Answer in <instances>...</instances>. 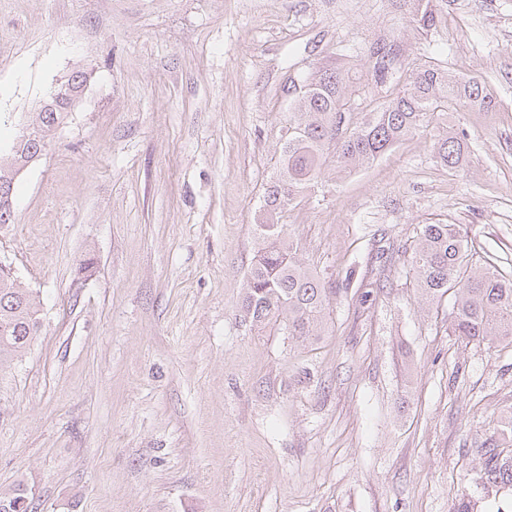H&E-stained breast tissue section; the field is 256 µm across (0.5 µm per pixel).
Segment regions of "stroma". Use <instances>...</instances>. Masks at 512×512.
I'll list each match as a JSON object with an SVG mask.
<instances>
[{"mask_svg": "<svg viewBox=\"0 0 512 512\" xmlns=\"http://www.w3.org/2000/svg\"><path fill=\"white\" fill-rule=\"evenodd\" d=\"M434 3L425 28L414 0H0V137L91 75L0 228L42 317L0 371V488L33 512H512V487L474 481L512 419V347L452 336L451 300L421 301L407 264L421 225L458 224L512 274V0ZM432 66L488 103L328 164L284 216L332 290L325 332L251 328L287 88L339 70L360 119ZM390 45L389 48L380 47L375 54H377V60L373 62V70L375 74V82L383 84L388 79V76L392 74L394 64L396 60V51ZM436 158L449 169H456L462 159L463 143L459 134L452 128L448 129L434 145Z\"/></svg>", "mask_w": 512, "mask_h": 512, "instance_id": "obj_1", "label": "stroma"}]
</instances>
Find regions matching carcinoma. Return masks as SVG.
I'll return each instance as SVG.
<instances>
[{"label":"carcinoma","instance_id":"cac0c4a2","mask_svg":"<svg viewBox=\"0 0 512 512\" xmlns=\"http://www.w3.org/2000/svg\"><path fill=\"white\" fill-rule=\"evenodd\" d=\"M394 48L381 47L373 62L375 82L392 74ZM291 103L278 175L267 188L265 220L254 225L256 255L244 278L239 316L258 330L277 326L291 338L313 343L324 332L331 290L298 257V245L283 217L322 174L329 159L350 169L372 163L415 133L450 103L484 102L481 85L462 82L439 68L415 74L405 89L358 123L347 111V82L334 69L318 70ZM439 162L459 166L463 143L448 129L434 145ZM409 274L428 302L451 295L450 331L461 341L512 345V279L491 262L474 259L458 224H424L409 261ZM41 302L12 279H0V370L38 335ZM475 481L512 487V427L491 435L480 449ZM27 497L18 483L0 489V512Z\"/></svg>","mask_w":512,"mask_h":512}]
</instances>
